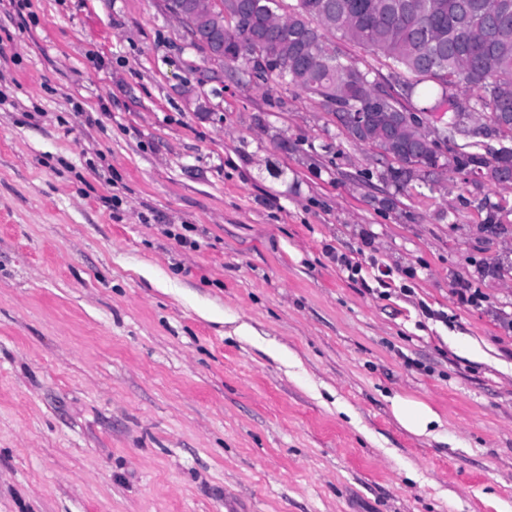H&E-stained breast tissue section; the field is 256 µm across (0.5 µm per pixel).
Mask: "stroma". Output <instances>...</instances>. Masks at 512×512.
I'll return each mask as SVG.
<instances>
[{"instance_id":"obj_1","label":"stroma","mask_w":512,"mask_h":512,"mask_svg":"<svg viewBox=\"0 0 512 512\" xmlns=\"http://www.w3.org/2000/svg\"><path fill=\"white\" fill-rule=\"evenodd\" d=\"M0 95V512H512V189L384 184L162 0H0ZM392 410L397 421L415 435H431L443 425L441 416L430 406L398 395L392 399Z\"/></svg>"}]
</instances>
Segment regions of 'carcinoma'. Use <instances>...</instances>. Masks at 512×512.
Wrapping results in <instances>:
<instances>
[{"label":"carcinoma","instance_id":"obj_1","mask_svg":"<svg viewBox=\"0 0 512 512\" xmlns=\"http://www.w3.org/2000/svg\"><path fill=\"white\" fill-rule=\"evenodd\" d=\"M165 10L183 25L208 28L224 45V61L254 69L261 62L279 58L282 51L261 41L252 45V55L239 53L245 33H259L267 25L282 27L288 41V63L275 64L270 78L290 81L302 90L331 100L341 111H359L379 99V83L371 80L352 60L343 58L329 38L353 41L391 61L408 75L400 97L420 93L419 85L430 82L436 102H460L459 93L479 94L489 119L504 136L512 137V0H481L475 12L470 0H296L287 16L278 14L279 0H244L236 15L226 19H202L190 11L189 0H165ZM354 141L393 151L397 164L380 174L381 180L404 191L413 180L404 165L418 164L430 153L418 130L384 120L360 130L345 123ZM448 170L471 167L481 178L504 187L512 184V150L496 151L477 140L462 145L447 162Z\"/></svg>","mask_w":512,"mask_h":512}]
</instances>
